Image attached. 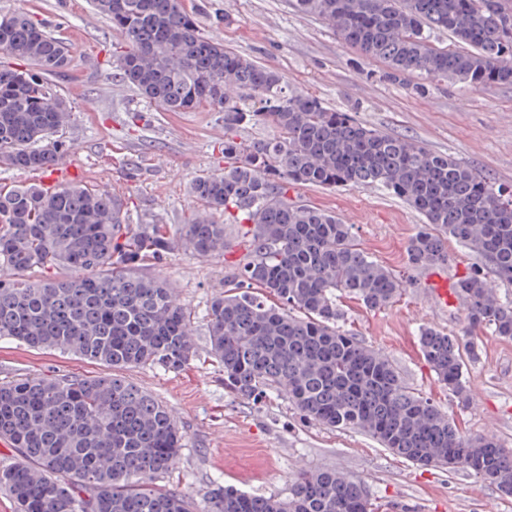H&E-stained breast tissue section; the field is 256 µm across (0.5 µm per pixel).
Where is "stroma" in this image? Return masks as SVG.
Returning <instances> with one entry per match:
<instances>
[{"instance_id":"obj_1","label":"stroma","mask_w":512,"mask_h":512,"mask_svg":"<svg viewBox=\"0 0 512 512\" xmlns=\"http://www.w3.org/2000/svg\"><path fill=\"white\" fill-rule=\"evenodd\" d=\"M187 6L205 33L276 68L292 89L316 95L331 110L380 131L453 156L512 190V85L475 90L450 83L414 92L410 81L385 80L382 62L342 45L320 20L296 12L293 0H187ZM17 10L30 12L70 46L71 65L61 82L72 105L66 129L70 150L63 162L78 168L77 183L120 195L128 223L161 224L175 232L196 205L191 180L224 169L220 113L206 107L164 112L120 82L109 51L121 44V34L91 0H0V14ZM218 15L223 24H215ZM295 193L353 224L374 259L408 278L400 298L385 309L369 310L341 297L346 329L387 356L467 434H491L512 448V338L483 337L479 359L467 369L474 395L467 407L437 379L419 345L425 326L461 333L458 300L433 306L429 285L438 273L454 280L479 264V257L452 241L442 271L409 268L406 247L421 218L399 198L350 187L304 186ZM242 253L236 247L203 258L179 249L145 270L166 278L191 309L195 346L181 370L144 366L129 373L172 410L184 434L182 454L157 478L158 487L180 491L192 512H200L207 492L220 485L267 496L283 491L298 469H336L363 483L379 512H512V498L464 471L419 467L365 434L303 420L284 397L253 404L225 391L224 371L209 354L208 311ZM104 372V366L75 355L0 339V381Z\"/></svg>"}]
</instances>
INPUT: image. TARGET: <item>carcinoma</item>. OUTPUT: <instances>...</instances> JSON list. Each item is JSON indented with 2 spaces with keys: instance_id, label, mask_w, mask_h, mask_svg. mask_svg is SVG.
Here are the masks:
<instances>
[{
  "instance_id": "1",
  "label": "carcinoma",
  "mask_w": 512,
  "mask_h": 512,
  "mask_svg": "<svg viewBox=\"0 0 512 512\" xmlns=\"http://www.w3.org/2000/svg\"><path fill=\"white\" fill-rule=\"evenodd\" d=\"M124 36L113 55L121 80L164 112L224 113V171L199 174L202 210L174 235L123 222L117 195L62 183L0 186V339L58 349L111 367L100 376H29L0 384V440L17 462L0 487L19 512H189L154 480L173 467L183 433L171 410L123 376L141 365L179 370L193 356L191 312L166 280L142 267L176 248L222 256L224 220L246 224L245 253L208 313L211 355L224 389L258 402L288 398L306 420L376 439L417 466L462 469L512 496V450L469 438L420 396L382 354L343 328L348 294L369 309L395 302L405 277L361 247L352 225L288 195L296 186L384 190L424 217L408 264L448 261V240L481 260L453 284L465 336L423 327L419 344L438 379L472 399L464 367L479 337L512 338V192L453 157L378 132L323 106L201 32L185 0H92ZM343 44L423 89L455 82L512 84V0H295ZM450 33L457 48L434 44ZM0 164L45 172L69 145L72 106L54 77L68 71L62 40L25 11L0 16ZM270 122L273 140L239 129ZM203 512H374L361 482L334 469H299L288 493L209 492Z\"/></svg>"
}]
</instances>
